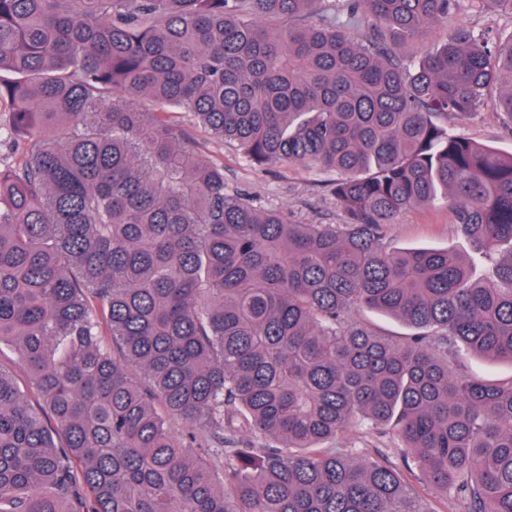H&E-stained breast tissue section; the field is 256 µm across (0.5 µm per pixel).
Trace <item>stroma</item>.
<instances>
[{"label": "stroma", "mask_w": 512, "mask_h": 512, "mask_svg": "<svg viewBox=\"0 0 512 512\" xmlns=\"http://www.w3.org/2000/svg\"><path fill=\"white\" fill-rule=\"evenodd\" d=\"M450 25L482 31L492 39L497 30L512 27V16L505 14L492 20L464 4L449 16L447 26ZM447 26L434 28L427 42H406L399 47V54L418 59L426 44L444 39ZM181 124L190 130L205 154L223 166L225 185L247 194L257 208L282 212L295 224L345 223L346 215L332 191L336 173L317 171L300 162L257 165L233 145L207 140L204 133L192 127L189 118H182ZM448 128L500 152H512V124L493 105H485L465 118L449 117ZM387 240L391 247L401 249L456 246L466 251L470 248L469 242L458 235L451 211L441 204L409 211L389 225Z\"/></svg>", "instance_id": "obj_1"}]
</instances>
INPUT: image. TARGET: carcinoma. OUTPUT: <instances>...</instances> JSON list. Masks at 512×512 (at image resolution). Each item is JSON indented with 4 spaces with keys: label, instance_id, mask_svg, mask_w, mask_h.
<instances>
[{
    "label": "carcinoma",
    "instance_id": "carcinoma-1",
    "mask_svg": "<svg viewBox=\"0 0 512 512\" xmlns=\"http://www.w3.org/2000/svg\"><path fill=\"white\" fill-rule=\"evenodd\" d=\"M465 1L512 15L0 0V106L25 141L0 167V342L41 399L0 368V512H429L406 471L462 512H512V379L459 370L512 362V154L441 123L493 88L512 121V30L454 28L416 63L390 47ZM178 114L254 163L337 173L347 223L256 209ZM435 202L473 253L387 244ZM354 428L395 433L402 465L336 447ZM360 314L365 320L370 322L374 328L386 336H393L394 338L399 339L401 337L408 336L413 332L412 328L397 318L377 315L369 311H364ZM0 365L13 375L21 390L27 394L30 403L38 409L39 398L32 386L29 369L13 346L6 343L0 346ZM465 371L472 376L497 381H507L512 377V365L506 361L469 359Z\"/></svg>",
    "mask_w": 512,
    "mask_h": 512
}]
</instances>
